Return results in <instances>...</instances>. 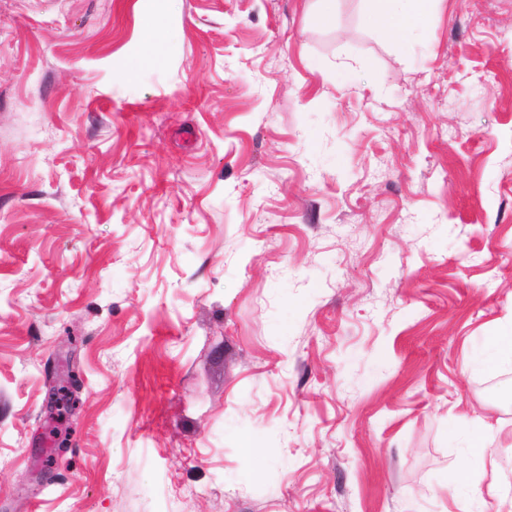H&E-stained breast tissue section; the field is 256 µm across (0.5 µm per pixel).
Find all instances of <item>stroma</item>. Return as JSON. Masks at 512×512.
Instances as JSON below:
<instances>
[{"instance_id": "stroma-1", "label": "stroma", "mask_w": 512, "mask_h": 512, "mask_svg": "<svg viewBox=\"0 0 512 512\" xmlns=\"http://www.w3.org/2000/svg\"><path fill=\"white\" fill-rule=\"evenodd\" d=\"M361 8L0 0V512L512 496V0ZM365 25L402 46L409 33L428 19L437 0H361Z\"/></svg>"}]
</instances>
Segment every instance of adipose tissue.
<instances>
[{
    "instance_id": "1",
    "label": "adipose tissue",
    "mask_w": 512,
    "mask_h": 512,
    "mask_svg": "<svg viewBox=\"0 0 512 512\" xmlns=\"http://www.w3.org/2000/svg\"><path fill=\"white\" fill-rule=\"evenodd\" d=\"M435 3L436 0H362V19L365 25L400 46L420 22L431 16Z\"/></svg>"
}]
</instances>
